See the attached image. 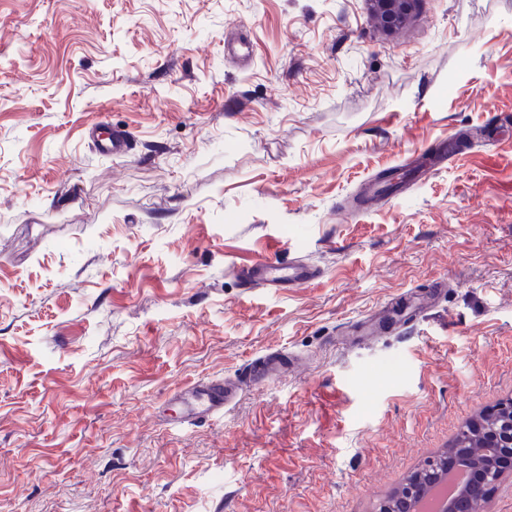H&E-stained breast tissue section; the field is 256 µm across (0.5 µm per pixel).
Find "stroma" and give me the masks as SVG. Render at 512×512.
<instances>
[{
  "label": "stroma",
  "instance_id": "obj_1",
  "mask_svg": "<svg viewBox=\"0 0 512 512\" xmlns=\"http://www.w3.org/2000/svg\"><path fill=\"white\" fill-rule=\"evenodd\" d=\"M271 254L318 276L236 277ZM270 351L291 371L178 423ZM508 399L512 0L391 36L365 0H0V512H375ZM91 138L98 144L101 153L106 155L121 153L128 147L125 132L115 128H113L112 132L108 133L105 137L92 135ZM242 391L241 384L220 378L192 384L177 391L172 399L182 407V421L189 423L224 415V410L238 401Z\"/></svg>",
  "mask_w": 512,
  "mask_h": 512
}]
</instances>
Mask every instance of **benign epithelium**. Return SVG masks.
Here are the masks:
<instances>
[{
	"label": "benign epithelium",
	"instance_id": "7a95c632",
	"mask_svg": "<svg viewBox=\"0 0 512 512\" xmlns=\"http://www.w3.org/2000/svg\"><path fill=\"white\" fill-rule=\"evenodd\" d=\"M376 27L391 36L411 20L416 0H365ZM493 412L504 413L507 420L498 428L483 433V450L470 455L466 443L456 442L445 449L440 460L445 467L424 474L412 473L393 496L384 500L378 512H418V505L427 492L437 485L449 470L463 467L470 474L468 481L452 498L445 512H472L474 498L491 488L506 474H512V399L499 403Z\"/></svg>",
	"mask_w": 512,
	"mask_h": 512
}]
</instances>
